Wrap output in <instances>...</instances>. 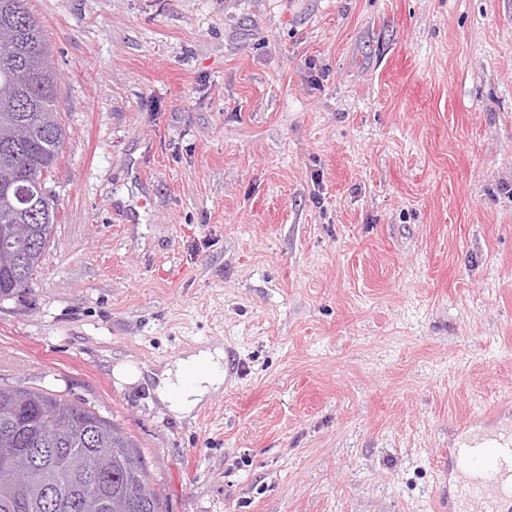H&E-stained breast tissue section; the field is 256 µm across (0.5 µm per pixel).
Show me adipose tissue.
<instances>
[{
	"instance_id": "adipose-tissue-1",
	"label": "adipose tissue",
	"mask_w": 512,
	"mask_h": 512,
	"mask_svg": "<svg viewBox=\"0 0 512 512\" xmlns=\"http://www.w3.org/2000/svg\"><path fill=\"white\" fill-rule=\"evenodd\" d=\"M224 351L207 347L185 354L164 371L155 390L168 409L185 416L219 390L224 381L220 371Z\"/></svg>"
}]
</instances>
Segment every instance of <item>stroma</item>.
I'll return each mask as SVG.
<instances>
[{"mask_svg":"<svg viewBox=\"0 0 512 512\" xmlns=\"http://www.w3.org/2000/svg\"><path fill=\"white\" fill-rule=\"evenodd\" d=\"M28 8L69 136L0 382L120 423L164 512H443L458 423L512 426V0ZM224 350L207 347L185 354L164 371L155 393L177 415H189L224 382Z\"/></svg>","mask_w":512,"mask_h":512,"instance_id":"1","label":"stroma"}]
</instances>
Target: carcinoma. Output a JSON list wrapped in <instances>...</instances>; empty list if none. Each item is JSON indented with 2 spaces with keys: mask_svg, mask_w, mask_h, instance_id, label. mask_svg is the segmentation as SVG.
Wrapping results in <instances>:
<instances>
[{
  "mask_svg": "<svg viewBox=\"0 0 512 512\" xmlns=\"http://www.w3.org/2000/svg\"><path fill=\"white\" fill-rule=\"evenodd\" d=\"M0 296L31 287L58 220L49 195L32 213L14 202L28 180L46 183L63 158L58 75L26 0H0ZM25 448L46 454L16 473ZM136 441L93 407L42 388L0 383V512H163Z\"/></svg>",
  "mask_w": 512,
  "mask_h": 512,
  "instance_id": "obj_1",
  "label": "carcinoma"
}]
</instances>
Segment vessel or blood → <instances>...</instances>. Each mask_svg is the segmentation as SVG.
Returning <instances> with one entry per match:
<instances>
[{
	"label": "vessel or blood",
	"mask_w": 512,
	"mask_h": 512,
	"mask_svg": "<svg viewBox=\"0 0 512 512\" xmlns=\"http://www.w3.org/2000/svg\"><path fill=\"white\" fill-rule=\"evenodd\" d=\"M448 456L459 479L449 512H465L474 504L480 512H501L503 502L512 499V431L485 427L449 449Z\"/></svg>",
	"instance_id": "1"
}]
</instances>
